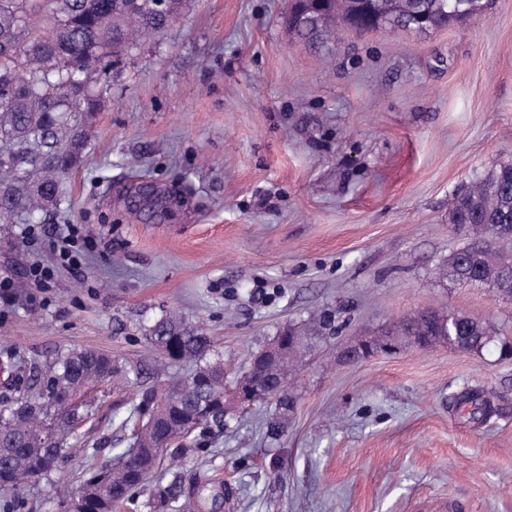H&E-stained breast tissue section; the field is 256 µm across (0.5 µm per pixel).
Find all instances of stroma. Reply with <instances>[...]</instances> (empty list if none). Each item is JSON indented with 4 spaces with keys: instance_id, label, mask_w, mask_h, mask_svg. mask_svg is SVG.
<instances>
[{
    "instance_id": "1",
    "label": "stroma",
    "mask_w": 512,
    "mask_h": 512,
    "mask_svg": "<svg viewBox=\"0 0 512 512\" xmlns=\"http://www.w3.org/2000/svg\"><path fill=\"white\" fill-rule=\"evenodd\" d=\"M484 3L427 35L346 30L317 54L289 36V0H193L116 59L60 214L0 224V398L71 348L122 368L80 394L67 456L24 512H55L87 449L130 448L136 392L193 373L143 370L157 320L203 318L229 392L282 327L320 313L332 329L288 379L278 438L272 401L229 407L223 431L181 438L115 512H512V359L494 345L338 359L427 308L512 337V299L442 272L469 241L450 199L512 160V0ZM149 189L168 200L154 219L130 203ZM70 224L75 267L59 260ZM35 263L49 288L19 274ZM467 386L498 415L450 407Z\"/></svg>"
}]
</instances>
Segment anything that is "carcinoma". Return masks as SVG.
<instances>
[{"label":"carcinoma","instance_id":"1","mask_svg":"<svg viewBox=\"0 0 512 512\" xmlns=\"http://www.w3.org/2000/svg\"><path fill=\"white\" fill-rule=\"evenodd\" d=\"M187 0H168L166 9H152L153 0H0V223L25 224L38 213L58 209L69 173L87 147V127L98 110L94 87L112 58L137 42L172 25ZM482 0H294L288 27L313 51L325 49L340 29L372 31L405 29L420 33L470 17ZM452 224L484 228L495 238L512 240V163L495 166L450 202ZM448 278L481 284L498 295L512 296V253L490 245H466L448 257ZM331 325L316 315L283 329L306 343L274 368L287 373L297 367L312 340ZM150 343L160 355L156 369L168 373L184 361L197 362L195 372L156 397L139 392L131 414L149 428L134 438V456L124 452L117 462L97 463L98 449L86 456L80 488L58 504V512H112L131 500V491L155 475L153 444L163 435L224 427V373L206 360L212 340L203 324L168 317L150 330ZM512 354L490 322L460 318L427 309L407 316L374 348L440 344L481 352L490 344ZM121 368L90 350H71L35 366L22 395L0 401V491L17 494L44 479L57 466L67 433L79 416L77 396L90 385L112 378ZM457 406H472L485 420L496 412L479 390L454 397ZM288 405L276 401V418L267 423L270 437L284 431Z\"/></svg>","mask_w":512,"mask_h":512}]
</instances>
